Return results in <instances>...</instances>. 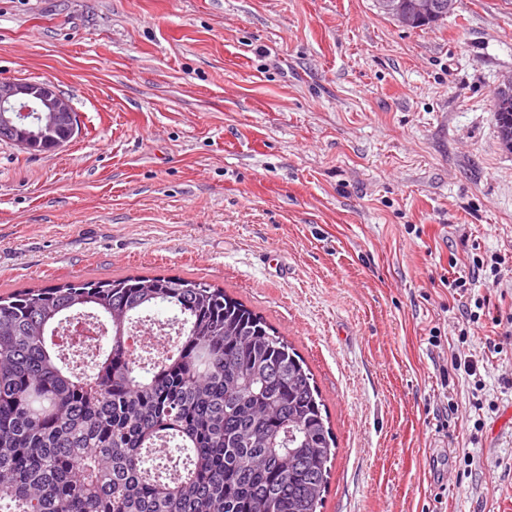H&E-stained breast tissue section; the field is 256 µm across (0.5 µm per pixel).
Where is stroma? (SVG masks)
<instances>
[{
	"instance_id": "1",
	"label": "stroma",
	"mask_w": 512,
	"mask_h": 512,
	"mask_svg": "<svg viewBox=\"0 0 512 512\" xmlns=\"http://www.w3.org/2000/svg\"><path fill=\"white\" fill-rule=\"evenodd\" d=\"M511 76L512 0L418 30L375 0H0V78L80 122L48 154L0 141V294L222 288L314 376L321 512H512Z\"/></svg>"
}]
</instances>
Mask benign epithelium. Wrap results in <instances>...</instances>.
Wrapping results in <instances>:
<instances>
[{
    "instance_id": "7a95c632",
    "label": "benign epithelium",
    "mask_w": 512,
    "mask_h": 512,
    "mask_svg": "<svg viewBox=\"0 0 512 512\" xmlns=\"http://www.w3.org/2000/svg\"><path fill=\"white\" fill-rule=\"evenodd\" d=\"M378 8L403 28L430 24L451 13L457 0H376ZM63 129L79 134L71 99L47 81L0 79V134L28 151L56 139Z\"/></svg>"
}]
</instances>
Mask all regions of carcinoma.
Masks as SVG:
<instances>
[{
	"instance_id": "cac0c4a2",
	"label": "carcinoma",
	"mask_w": 512,
	"mask_h": 512,
	"mask_svg": "<svg viewBox=\"0 0 512 512\" xmlns=\"http://www.w3.org/2000/svg\"><path fill=\"white\" fill-rule=\"evenodd\" d=\"M158 305L180 333L161 360L128 351ZM108 328L89 365L57 332ZM336 440L304 359L207 282L130 275L0 297V512H317Z\"/></svg>"
}]
</instances>
